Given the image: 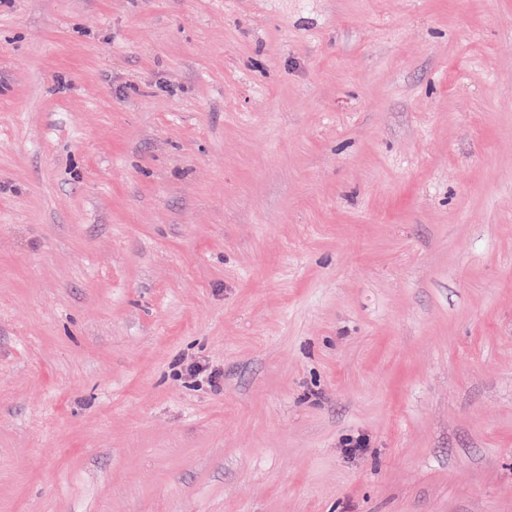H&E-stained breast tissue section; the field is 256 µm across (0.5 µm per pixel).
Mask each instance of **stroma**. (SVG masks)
I'll use <instances>...</instances> for the list:
<instances>
[{
	"label": "stroma",
	"instance_id": "stroma-1",
	"mask_svg": "<svg viewBox=\"0 0 512 512\" xmlns=\"http://www.w3.org/2000/svg\"><path fill=\"white\" fill-rule=\"evenodd\" d=\"M0 512H512V0H0Z\"/></svg>",
	"mask_w": 512,
	"mask_h": 512
}]
</instances>
